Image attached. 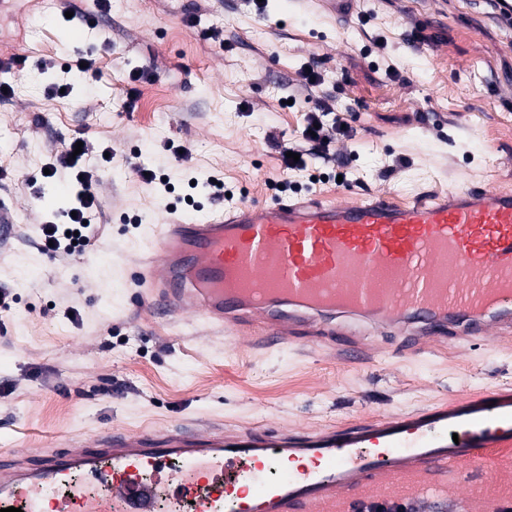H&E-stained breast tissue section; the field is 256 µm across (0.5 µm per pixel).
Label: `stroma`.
Instances as JSON below:
<instances>
[{
	"mask_svg": "<svg viewBox=\"0 0 512 512\" xmlns=\"http://www.w3.org/2000/svg\"><path fill=\"white\" fill-rule=\"evenodd\" d=\"M81 2L0 11L11 40L0 82L13 87L0 98V458L17 440L37 460L53 441L113 426L315 430L512 385V339L407 356L403 338L378 335L371 358L351 361L302 344L253 348L139 304L132 279L169 210L219 208L213 175L259 204L287 180L303 200L512 191V23L489 0H359L349 14L293 0H106L93 30ZM324 99L342 126L329 149L344 184H308L281 156ZM76 137L91 146L99 239L53 259L40 226L66 222L75 185L42 170ZM479 478L482 492L512 498V449L486 457Z\"/></svg>",
	"mask_w": 512,
	"mask_h": 512,
	"instance_id": "stroma-1",
	"label": "stroma"
}]
</instances>
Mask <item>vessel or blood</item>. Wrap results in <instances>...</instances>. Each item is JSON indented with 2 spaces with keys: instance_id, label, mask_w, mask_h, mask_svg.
Returning <instances> with one entry per match:
<instances>
[{
  "instance_id": "b4317fda",
  "label": "vessel or blood",
  "mask_w": 512,
  "mask_h": 512,
  "mask_svg": "<svg viewBox=\"0 0 512 512\" xmlns=\"http://www.w3.org/2000/svg\"><path fill=\"white\" fill-rule=\"evenodd\" d=\"M141 299H165L249 345L335 342L336 320L410 337L406 351L512 336V192L449 190L407 204L355 200L242 202L208 219L169 217L136 276ZM512 446V388L463 404L347 427L111 431L95 447L61 448L35 468L0 461V512H38V491L75 471L110 486L108 500L71 488L57 512H154L159 489L194 512H327L339 501L393 504L389 478L422 484L435 512L447 479L471 481Z\"/></svg>"
}]
</instances>
